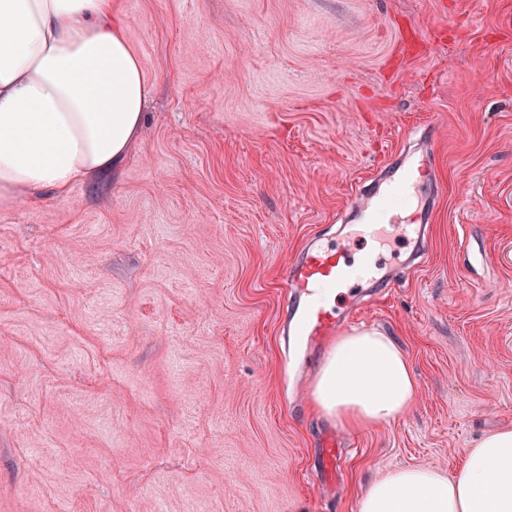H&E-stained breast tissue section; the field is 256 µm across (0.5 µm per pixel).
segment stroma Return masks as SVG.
<instances>
[{
    "label": "stroma",
    "instance_id": "35a3bbf8",
    "mask_svg": "<svg viewBox=\"0 0 512 512\" xmlns=\"http://www.w3.org/2000/svg\"><path fill=\"white\" fill-rule=\"evenodd\" d=\"M116 2L150 87L120 174L0 198V512H355L512 427V0ZM419 126L429 260L353 324L417 393L351 432L311 409L328 345L289 344L283 278ZM339 442L334 432H325L317 456V468L324 482L336 479L338 462L340 460Z\"/></svg>",
    "mask_w": 512,
    "mask_h": 512
}]
</instances>
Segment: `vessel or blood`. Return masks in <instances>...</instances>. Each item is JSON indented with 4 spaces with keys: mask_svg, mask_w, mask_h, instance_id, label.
<instances>
[{
    "mask_svg": "<svg viewBox=\"0 0 512 512\" xmlns=\"http://www.w3.org/2000/svg\"><path fill=\"white\" fill-rule=\"evenodd\" d=\"M417 142V148L405 154L402 165L380 168L370 184L361 187L352 219L368 237L377 236L388 224L401 228L412 247L408 260L412 267L427 255L429 223L440 195L432 177L426 136H419ZM377 282L376 260L357 254L351 238L321 240L304 247L288 267L284 282L287 309L297 316L302 335L325 337L347 322L350 314L342 304L323 302L322 294H347L357 288L376 287ZM339 460L335 433H324L317 456L323 481H335Z\"/></svg>",
    "mask_w": 512,
    "mask_h": 512,
    "instance_id": "vessel-or-blood-1",
    "label": "vessel or blood"
}]
</instances>
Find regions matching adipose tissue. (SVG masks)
Wrapping results in <instances>:
<instances>
[{"label": "adipose tissue", "instance_id": "ef3b65f1", "mask_svg": "<svg viewBox=\"0 0 512 512\" xmlns=\"http://www.w3.org/2000/svg\"><path fill=\"white\" fill-rule=\"evenodd\" d=\"M148 96L113 0H0V196L62 194L118 167ZM416 392L397 343L364 329L331 344L312 405L361 430L397 420ZM357 512H512V429L477 439L453 474L385 472L363 489Z\"/></svg>", "mask_w": 512, "mask_h": 512}]
</instances>
